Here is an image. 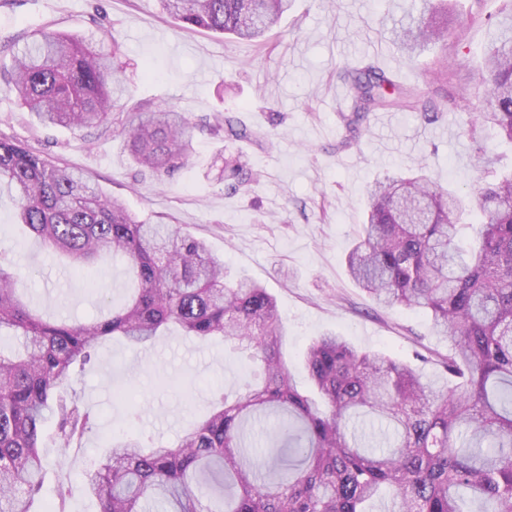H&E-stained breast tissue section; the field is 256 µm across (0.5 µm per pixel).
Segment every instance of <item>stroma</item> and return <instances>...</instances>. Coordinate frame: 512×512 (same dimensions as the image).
<instances>
[{
	"mask_svg": "<svg viewBox=\"0 0 512 512\" xmlns=\"http://www.w3.org/2000/svg\"><path fill=\"white\" fill-rule=\"evenodd\" d=\"M439 0H293L256 51L208 31H185L162 14L158 0H0V140L20 143L58 166L80 170L91 186L123 202L140 219L179 225L204 240L234 275L247 276L275 296L287 326L283 354L298 387L310 384L301 356L310 341L333 330L362 351L420 362L441 376L448 343L430 318L404 307L380 308L350 278L346 254L363 220L368 184L384 172L424 169L439 186L470 198L493 173L512 169V146L486 132L464 135L465 114L448 110L458 97L483 93L479 67L500 0H446L448 41L407 60L391 40L394 20ZM38 29L82 34L113 55L127 83L124 105L166 101L196 124L188 163L156 179L132 163L114 124L70 131L44 127L22 110L3 75L12 56ZM455 75L436 78L439 59ZM378 66L404 84L426 88L443 106L437 121L396 111L391 121L369 116L366 130L343 145L344 65ZM232 112L261 129V142H239L256 180L231 193L221 179L222 138L210 133L213 113ZM0 245L26 275L27 295L46 317L87 320L105 300L123 303L130 286L122 264L95 272L100 297L86 275L56 264L17 222L16 207L0 193ZM251 379L245 358L218 342L169 334L148 357L113 338L72 387L93 414V427L72 451L46 443L49 462L37 512L53 506L54 485L79 482L82 471L128 430L175 444L219 395L235 397ZM142 409L128 419L126 401Z\"/></svg>",
	"mask_w": 512,
	"mask_h": 512,
	"instance_id": "obj_1",
	"label": "stroma"
}]
</instances>
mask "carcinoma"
Segmentation results:
<instances>
[{
    "label": "carcinoma",
    "instance_id": "1",
    "mask_svg": "<svg viewBox=\"0 0 512 512\" xmlns=\"http://www.w3.org/2000/svg\"><path fill=\"white\" fill-rule=\"evenodd\" d=\"M483 59L484 94L455 110L473 137L490 127L512 144V0H504ZM181 29H205L257 49L291 0H159ZM411 55L445 43L448 27L422 11L391 29ZM351 101L344 143L372 112L441 109L425 92L383 70L344 67ZM7 84L43 124L87 128L110 119L124 91L110 56L76 33L40 31L13 56ZM194 125L172 104L139 103L118 132L133 163L158 177L188 161ZM211 130L233 144L260 133L234 115L214 116ZM252 174L239 153L224 158V187L247 188ZM16 203L19 223L78 269L123 264L135 279L127 300L90 322L48 321L24 301L23 275L0 246V333L21 339L0 347V512H35L46 476L48 419L67 450L91 428V412L68 395L75 369L103 341L120 337L141 350L176 328L201 342L217 339L254 364L255 384L221 397L177 445L128 435L83 471L61 481L58 506L75 489L97 499L98 512H366L374 500L396 512H512V172L495 176L466 206L423 172L386 174L367 191L362 232L347 256L352 279L379 306L431 316L448 339L443 375L380 352L360 351L329 331L303 354L315 394L298 389L282 354L286 326L275 298L245 276H230L207 244L177 225L148 224L104 198L83 174L57 167L21 144L0 140V188ZM479 216L460 232L465 212ZM276 431L264 452L248 432Z\"/></svg>",
    "mask_w": 512,
    "mask_h": 512
}]
</instances>
